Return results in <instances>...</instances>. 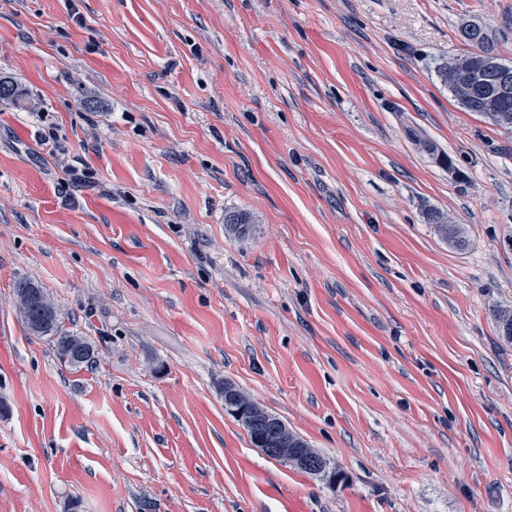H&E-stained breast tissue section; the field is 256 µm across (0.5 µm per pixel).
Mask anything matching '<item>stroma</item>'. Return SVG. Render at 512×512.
<instances>
[{
    "label": "stroma",
    "instance_id": "35a3bbf8",
    "mask_svg": "<svg viewBox=\"0 0 512 512\" xmlns=\"http://www.w3.org/2000/svg\"><path fill=\"white\" fill-rule=\"evenodd\" d=\"M466 22L512 62V0H0V512H512V133L435 73ZM427 219L430 224H434L435 230L442 239L455 247H465L467 240L462 225L448 224L447 217L439 211L429 212ZM16 313L27 331L51 345L56 358L75 370L96 362V348L86 336L70 330L59 305L31 279L14 285ZM224 407L233 412L242 424L252 426L256 421L270 424V431L256 439L257 447L269 458L288 456L294 459L297 469L310 475L325 476L329 463L324 459L321 469L311 474L303 468L312 466L314 453L309 448H293L290 445L289 430L279 418L254 404L242 391L232 384L224 386ZM301 467V468H300Z\"/></svg>",
    "mask_w": 512,
    "mask_h": 512
}]
</instances>
